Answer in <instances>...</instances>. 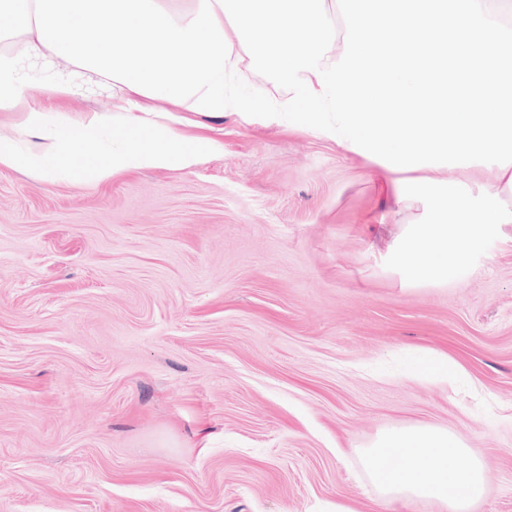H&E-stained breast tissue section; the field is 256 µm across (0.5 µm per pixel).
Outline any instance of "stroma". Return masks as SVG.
<instances>
[{"mask_svg": "<svg viewBox=\"0 0 512 512\" xmlns=\"http://www.w3.org/2000/svg\"><path fill=\"white\" fill-rule=\"evenodd\" d=\"M186 118L223 152L101 183L0 166V512H439L378 505L357 455L410 424L481 461L470 512H512V224L410 283L381 257L418 211L379 169L305 126ZM416 353L461 370L413 379Z\"/></svg>", "mask_w": 512, "mask_h": 512, "instance_id": "35a3bbf8", "label": "stroma"}]
</instances>
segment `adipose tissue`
Wrapping results in <instances>:
<instances>
[{"label":"adipose tissue","instance_id":"adipose-tissue-1","mask_svg":"<svg viewBox=\"0 0 512 512\" xmlns=\"http://www.w3.org/2000/svg\"><path fill=\"white\" fill-rule=\"evenodd\" d=\"M35 0H0V112H20L25 130L43 133L46 146L25 147L0 134V166L27 170L62 182L88 178L104 182L143 169L188 168L219 150L208 137L177 133L182 116L165 99L147 103L143 95L55 55L38 39ZM102 86L121 102L116 114L92 113L73 123L65 110H46L31 102V92L54 96L78 93L81 84ZM111 126L121 139L97 164L76 162L72 145L98 139ZM466 181L443 183L429 168L386 171V188L396 207L421 205L424 218L408 225L389 247L384 263L413 283L452 279L471 264L485 232L512 224V164L506 168L468 167ZM450 213L454 223L437 218ZM463 440L448 428L409 425L381 431L360 451L362 466L373 485L391 500L430 501L440 512H468L482 498L485 478L478 460L461 468L449 458L467 456Z\"/></svg>","mask_w":512,"mask_h":512}]
</instances>
